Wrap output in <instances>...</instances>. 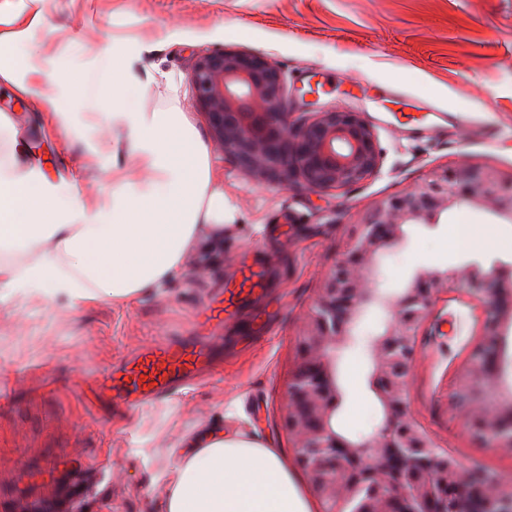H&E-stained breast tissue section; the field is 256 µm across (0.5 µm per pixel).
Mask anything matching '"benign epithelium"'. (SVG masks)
I'll return each instance as SVG.
<instances>
[{
  "mask_svg": "<svg viewBox=\"0 0 512 512\" xmlns=\"http://www.w3.org/2000/svg\"><path fill=\"white\" fill-rule=\"evenodd\" d=\"M191 86L215 145L248 174L317 192L376 176L383 155L361 112L323 109L288 121L285 76L265 54L223 48L198 55ZM512 223V173L444 169L378 201L347 225L343 259L324 275L299 321L282 403L283 427L322 512H512V479L465 469L411 416L410 388L448 286L464 285L476 329L464 366L470 434L512 456V263L422 264L384 287L388 258L412 226L434 227L461 202ZM360 352L380 420L367 436L339 428L341 365Z\"/></svg>",
  "mask_w": 512,
  "mask_h": 512,
  "instance_id": "benign-epithelium-1",
  "label": "benign epithelium"
}]
</instances>
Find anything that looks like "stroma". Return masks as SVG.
<instances>
[{
	"label": "stroma",
	"mask_w": 512,
	"mask_h": 512,
	"mask_svg": "<svg viewBox=\"0 0 512 512\" xmlns=\"http://www.w3.org/2000/svg\"><path fill=\"white\" fill-rule=\"evenodd\" d=\"M27 31L46 57L92 69L102 46L147 43L144 68L181 78V106L207 126L190 74L199 53L230 47L265 53L286 76L288 119L322 106L364 113L383 150L380 173L358 185L315 192L257 181L212 152L233 227L199 244L166 290L129 304L79 308L0 302V512H162L164 477L182 440L203 425L258 437L291 463L280 427L283 380L297 318L334 265L357 212L425 178L469 164L512 171V0H0V39ZM463 112L496 127L461 140L420 127L422 103ZM24 133L23 148L51 177L85 188L81 143L47 135L34 105L0 84V115ZM477 235L456 250L457 212L433 228L413 227L387 265L399 285L422 263L512 262V223L474 208ZM262 287L225 320L215 366L170 398L131 410L98 389L113 366L170 336L194 333L197 313L222 298L244 264ZM443 320L415 362L410 408L435 443L464 467L512 478V456L467 433V305H443ZM343 428L366 435L378 424L359 356L345 361Z\"/></svg>",
	"instance_id": "1"
}]
</instances>
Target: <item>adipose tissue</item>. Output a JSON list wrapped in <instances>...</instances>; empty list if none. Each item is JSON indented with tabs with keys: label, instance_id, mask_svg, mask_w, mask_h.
<instances>
[{
	"label": "adipose tissue",
	"instance_id": "ef3b65f1",
	"mask_svg": "<svg viewBox=\"0 0 512 512\" xmlns=\"http://www.w3.org/2000/svg\"><path fill=\"white\" fill-rule=\"evenodd\" d=\"M138 44L104 47L95 69L57 66L58 92L34 81L43 54L20 37L0 49V80L60 133L83 141L87 192L48 181L0 121V284L17 302L71 307L134 301L224 236L229 209L206 135L180 106L174 72L140 74ZM25 61L28 79L18 78ZM163 512H310L283 461L258 441L202 427L165 476Z\"/></svg>",
	"mask_w": 512,
	"mask_h": 512
}]
</instances>
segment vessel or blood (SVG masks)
Instances as JSON below:
<instances>
[{
    "label": "vessel or blood",
    "mask_w": 512,
    "mask_h": 512,
    "mask_svg": "<svg viewBox=\"0 0 512 512\" xmlns=\"http://www.w3.org/2000/svg\"><path fill=\"white\" fill-rule=\"evenodd\" d=\"M260 280V271L243 266L241 277L224 301L198 313L195 333L180 338H167L138 351L135 356L115 368L113 378L130 407L142 401L167 398L193 380L209 363L213 341L224 326L229 310L237 309L239 301L250 295Z\"/></svg>",
    "instance_id": "1"
}]
</instances>
